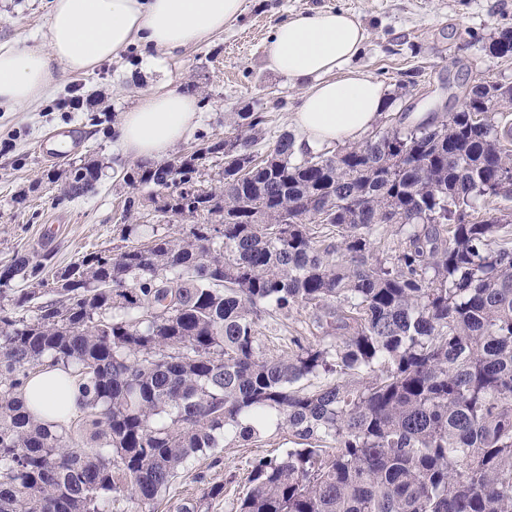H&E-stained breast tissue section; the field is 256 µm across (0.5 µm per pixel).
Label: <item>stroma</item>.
Masks as SVG:
<instances>
[{
  "instance_id": "obj_1",
  "label": "stroma",
  "mask_w": 512,
  "mask_h": 512,
  "mask_svg": "<svg viewBox=\"0 0 512 512\" xmlns=\"http://www.w3.org/2000/svg\"><path fill=\"white\" fill-rule=\"evenodd\" d=\"M51 6L52 0H0V45L44 44ZM326 9L353 12L364 25L367 39L350 66L387 87L389 113L456 112L463 106V88L512 83V59L484 50L501 29H512V0H243L241 16L224 32L163 64H143L146 51L134 46L94 72L60 73L52 92L36 105L0 108V268L18 255H44L51 275L87 253L121 245L124 224L151 234L158 222L150 211L123 212L126 197L135 193L123 176L138 161L123 154L114 130L138 94L158 82H172L198 98L199 125L175 153L201 138L223 137L241 112L267 116L259 150L293 131L302 89L269 68L271 34L289 18ZM77 84L89 103L70 112L63 102ZM72 126L84 134L82 147L56 161L45 159L44 137L64 136ZM87 163L98 166L93 190L69 198L64 173ZM51 171L56 180H48ZM255 330L265 357L291 350V338L309 339L316 332L308 309L286 318L261 316ZM290 446L287 430L274 422L254 446L226 436L220 462L207 457L187 462L153 510L176 512L177 505L194 500L202 502L203 512H236L254 459ZM215 484L223 485V495L207 498Z\"/></svg>"
}]
</instances>
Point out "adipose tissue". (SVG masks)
Returning <instances> with one entry per match:
<instances>
[{"mask_svg":"<svg viewBox=\"0 0 512 512\" xmlns=\"http://www.w3.org/2000/svg\"><path fill=\"white\" fill-rule=\"evenodd\" d=\"M242 7L243 0H53L45 45L0 47V106L29 107L54 85L57 69L90 73L132 46L175 56L223 31ZM365 40L364 27L345 10H321L275 28L269 65L304 87L292 117L296 151L359 141L381 118L384 85L347 66ZM198 119L196 96L163 82L123 113L118 143L127 156L160 160ZM22 397L41 419L55 422L77 411L81 392L64 371L48 369L29 380Z\"/></svg>","mask_w":512,"mask_h":512,"instance_id":"ef3b65f1","label":"adipose tissue"}]
</instances>
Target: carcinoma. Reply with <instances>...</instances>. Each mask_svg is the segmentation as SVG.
I'll return each mask as SVG.
<instances>
[{
    "label": "carcinoma",
    "instance_id": "obj_1",
    "mask_svg": "<svg viewBox=\"0 0 512 512\" xmlns=\"http://www.w3.org/2000/svg\"><path fill=\"white\" fill-rule=\"evenodd\" d=\"M512 57V30L487 46ZM464 108L295 157L294 137L255 150L261 112L126 181L160 222L199 216L86 255L45 289L43 260L0 270V512H133L165 495L226 435L295 447L256 459L237 512H512V85L463 91ZM224 155L220 185L206 162ZM97 167L69 171L67 193ZM393 228L398 252L376 246ZM17 279L36 283L15 288ZM304 308L333 338L262 357L263 314ZM60 367L82 399L43 423L21 390Z\"/></svg>",
    "mask_w": 512,
    "mask_h": 512
}]
</instances>
